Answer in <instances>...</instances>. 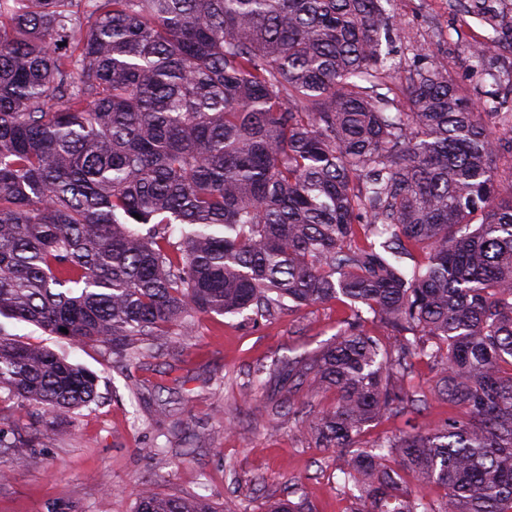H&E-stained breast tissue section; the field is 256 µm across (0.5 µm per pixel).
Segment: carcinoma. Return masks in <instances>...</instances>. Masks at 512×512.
Instances as JSON below:
<instances>
[{
	"instance_id": "obj_1",
	"label": "carcinoma",
	"mask_w": 512,
	"mask_h": 512,
	"mask_svg": "<svg viewBox=\"0 0 512 512\" xmlns=\"http://www.w3.org/2000/svg\"><path fill=\"white\" fill-rule=\"evenodd\" d=\"M458 2L486 29L472 90L419 46L402 105L390 0H0V319L122 365L189 341L197 314L342 301L335 341L272 359L255 386L335 392L293 424L342 449L349 512H512V76L492 63L512 15ZM420 360L456 415L362 444L374 422L424 416ZM97 386L0 323V400L42 410L41 429L0 428L16 466ZM135 512L216 510L145 480Z\"/></svg>"
}]
</instances>
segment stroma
<instances>
[{"label":"stroma","mask_w":512,"mask_h":512,"mask_svg":"<svg viewBox=\"0 0 512 512\" xmlns=\"http://www.w3.org/2000/svg\"><path fill=\"white\" fill-rule=\"evenodd\" d=\"M396 59L406 88L414 46L435 44V61L469 86L468 47L483 28L450 0H398ZM339 301L283 311L259 323L244 315L201 314L189 343L155 347L127 367L110 349L78 347L29 323L5 325L14 339L46 346L98 377L99 403L60 423L29 463L0 452V512H133L144 478L154 489L206 496L233 512H265L266 502L301 485L313 512H347L336 490L337 449L319 448L276 413L271 391L251 392L250 369L275 357L319 350L348 315ZM170 412L156 414L159 403ZM263 486H255L256 476Z\"/></svg>","instance_id":"stroma-1"}]
</instances>
